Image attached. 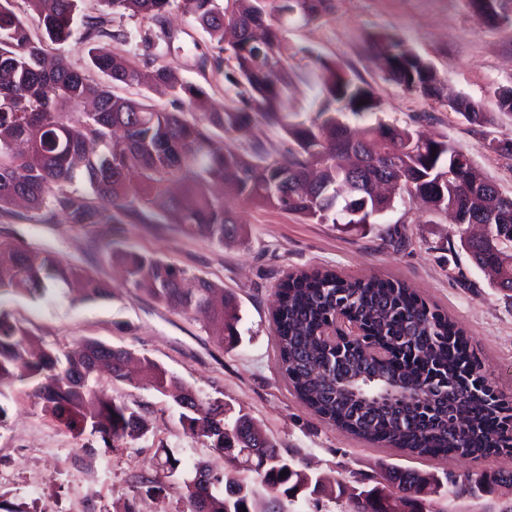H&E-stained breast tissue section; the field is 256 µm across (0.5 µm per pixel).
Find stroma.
<instances>
[{
	"label": "stroma",
	"instance_id": "obj_1",
	"mask_svg": "<svg viewBox=\"0 0 512 512\" xmlns=\"http://www.w3.org/2000/svg\"><path fill=\"white\" fill-rule=\"evenodd\" d=\"M166 34L151 51L156 64L177 71L202 87L211 106L232 102L228 66L199 68L201 55L214 51L209 34L191 16L172 11ZM389 33L426 58L437 72L441 98L406 92L389 80L370 49L368 36ZM288 105L312 117L319 95L315 57L336 61L350 77L371 85L382 102V119L411 125L421 133L468 153L481 171L512 194V158L486 150L481 128L446 104L466 96L496 114V137L512 138V116L497 115L495 91L512 85V23L488 27L471 15L467 0H331L326 12L307 21L290 18ZM228 205L245 233L216 245L190 236L174 224H116L79 227L64 215L36 222L23 205L0 214V244L26 242L64 261L97 269L112 287L111 298L81 302L67 289L40 298L5 295L0 310L10 312L47 346L66 353L89 338L148 357L192 388L200 398L221 399L232 411L249 415L297 461L326 479L318 500L301 498L290 512H344L339 485L379 473L382 466L465 476L512 467V455L478 460H427L366 445L330 425L294 394L284 376L272 332L271 311L278 283L291 273L316 269L347 276L376 275L404 281L421 298L454 319L470 339L483 372L512 401V298L492 288L488 277L459 250L460 225L448 216L396 200L374 224H314L295 215L238 200ZM132 247L187 269L234 294L242 320L236 346L219 343L202 319L155 303L129 288L120 265L107 259L102 243ZM115 400L135 408L148 429L136 440L105 447L96 437L74 436L47 415L30 386L0 384V512H183L180 489L152 496L134 488L135 476L150 473L160 449L181 459L184 468L200 461L224 468L221 454L184 429L180 407L140 378L115 382L101 376ZM439 512H500L512 490L491 487L479 497L444 504L429 494Z\"/></svg>",
	"mask_w": 512,
	"mask_h": 512
}]
</instances>
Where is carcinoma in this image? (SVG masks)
Segmentation results:
<instances>
[{
  "label": "carcinoma",
  "instance_id": "obj_1",
  "mask_svg": "<svg viewBox=\"0 0 512 512\" xmlns=\"http://www.w3.org/2000/svg\"><path fill=\"white\" fill-rule=\"evenodd\" d=\"M39 15L44 38L33 39L13 0H0V212L16 198L28 201L43 224L58 213L79 226L178 224L191 236L217 245L240 237L242 225L208 186L224 183L227 193L254 205L295 214L316 224L361 223L366 214L387 212L393 198L379 188L389 185L419 199L434 212L451 211L466 223L495 217L512 225V195L500 191L474 165L468 153L444 140L423 138L409 125L381 120L354 135L349 115L373 116L381 102L371 86L351 78L336 62L316 57L320 84L314 117L298 119L288 110V45L281 29L268 22L267 0H101L111 14L131 11L161 22L178 10L194 19L216 42L224 57L203 55L201 67L232 64L226 79L234 87V104L209 112L206 92L180 81L151 55L121 57L98 50L93 66L114 84L168 87L172 110L111 94L72 69L59 54L45 64L46 43H69L77 26L85 41L123 40L127 32L109 27L102 16L78 20L80 0H26ZM327 0H280L281 16L295 13L317 18ZM481 23H512L509 0H468ZM369 43L389 79L407 92L434 97L439 80L430 62L398 38L369 35ZM90 101L89 112L73 109ZM448 106L469 123L484 128L493 116L466 97ZM277 127L288 140L280 151L263 131ZM120 129L123 135L113 137ZM251 132L244 145L236 134ZM82 180L87 189L72 188ZM460 248L492 283L512 290V240L485 251L474 238L460 236ZM108 257L125 267L130 287L155 302L183 312L204 313L219 325L216 335L234 346L241 320L234 296L202 278L184 287L188 272L169 261L131 248L104 244ZM66 286L80 301L111 297V286L91 268L65 264L56 255L21 247L0 254V296H36ZM338 314L362 320L367 336L389 348L384 361L363 355L358 341L342 357L322 338L323 327ZM274 332L281 368L297 396L338 430L377 448L444 460L461 451L476 459L512 448V422L500 413L512 405L492 400L470 377L480 363L469 340L448 315L428 306L405 283L378 277L344 278L332 271L288 276L277 291ZM32 333L24 323L0 310V380L14 373L36 382L35 395L47 415L72 434L98 437L105 447L144 434L141 416L110 398L97 372L110 370L112 380L125 378L130 353L85 339L64 356L47 349L30 350ZM146 386L159 393L179 392L180 421L218 452L236 446L242 456L226 457L219 472L242 495L227 507L211 495L198 502L196 486L182 480L188 512H240L254 488L234 476L256 473L280 500L282 512L300 497L320 493L323 481L295 462L289 451L239 415L228 420L224 401H203L164 368L143 358ZM469 406L471 423L452 420L453 403ZM288 470L280 477L282 470ZM488 477L476 473L461 481L450 472L388 464L379 477L356 480L347 492L344 512H387L395 497L407 512H424L419 494L428 486L441 498L475 496Z\"/></svg>",
  "mask_w": 512,
  "mask_h": 512
}]
</instances>
